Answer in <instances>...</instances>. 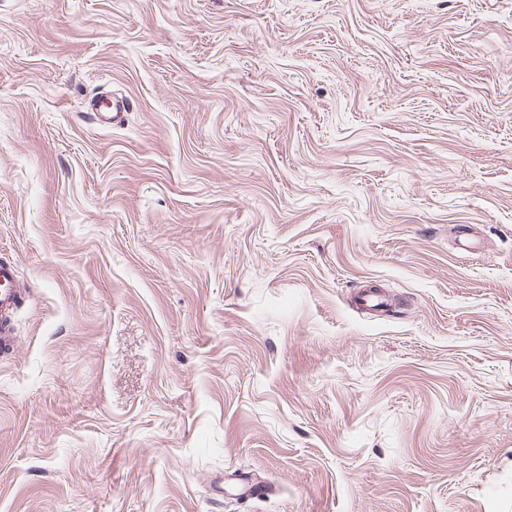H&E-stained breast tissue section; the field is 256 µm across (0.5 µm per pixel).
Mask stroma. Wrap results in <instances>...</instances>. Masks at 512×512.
I'll return each mask as SVG.
<instances>
[{"instance_id":"stroma-1","label":"stroma","mask_w":512,"mask_h":512,"mask_svg":"<svg viewBox=\"0 0 512 512\" xmlns=\"http://www.w3.org/2000/svg\"><path fill=\"white\" fill-rule=\"evenodd\" d=\"M2 260L0 512H512V0H0ZM104 106L106 105H101L98 107L96 106L95 108H92L96 121L103 126H119L122 123L124 114L126 112V105L124 103V100L113 99L112 109L108 110L107 112H104L102 110ZM21 285L13 263L0 262V346H13L12 322Z\"/></svg>"}]
</instances>
